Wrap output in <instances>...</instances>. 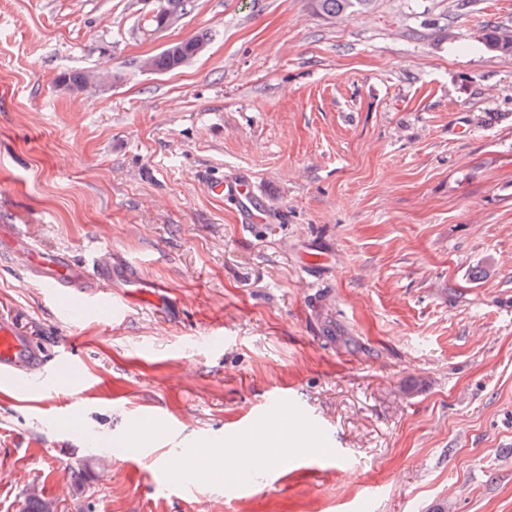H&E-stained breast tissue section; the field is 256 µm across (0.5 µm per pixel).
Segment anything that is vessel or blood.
Instances as JSON below:
<instances>
[{"instance_id":"vessel-or-blood-1","label":"vessel or blood","mask_w":512,"mask_h":512,"mask_svg":"<svg viewBox=\"0 0 512 512\" xmlns=\"http://www.w3.org/2000/svg\"><path fill=\"white\" fill-rule=\"evenodd\" d=\"M211 193L219 198H234L241 203V221L256 224L262 220V208L255 201L254 189L250 182L214 181ZM24 270L31 282L53 289L82 286L96 287L101 273L78 270L69 253L58 251L46 253L36 247H29L24 258ZM53 375L48 360L36 357L35 350L17 328L0 322V383L10 385H35L42 390H51Z\"/></svg>"}]
</instances>
